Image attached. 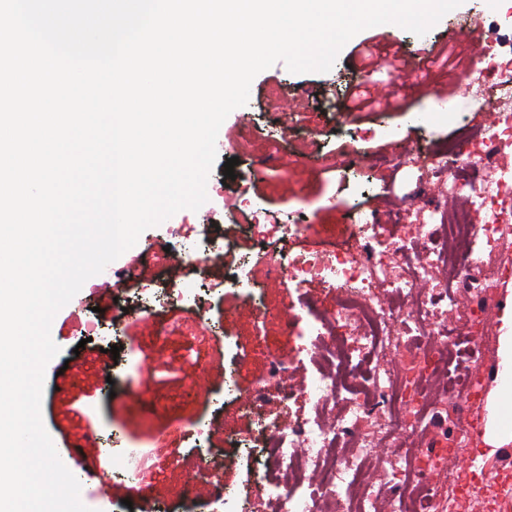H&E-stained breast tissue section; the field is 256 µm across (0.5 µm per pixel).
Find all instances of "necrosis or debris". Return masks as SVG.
Returning <instances> with one entry per match:
<instances>
[{
	"instance_id": "necrosis-or-debris-1",
	"label": "necrosis or debris",
	"mask_w": 512,
	"mask_h": 512,
	"mask_svg": "<svg viewBox=\"0 0 512 512\" xmlns=\"http://www.w3.org/2000/svg\"><path fill=\"white\" fill-rule=\"evenodd\" d=\"M472 37L492 49L464 74L477 108L494 103L493 123L480 132L437 148L416 152L408 162L429 174H440L447 199L429 200L427 224L420 242L409 236H386L383 224L356 212L350 234L321 252L269 253L262 264L242 256L212 281L206 264L234 249L240 234L261 241L271 235L294 237L306 225L264 224L259 217L238 221V210L220 239L206 234L171 250L169 263L192 269L183 284H143L132 311L143 308L183 307L189 319L205 321L206 310L197 303L200 291L241 290L254 325L266 323L270 311L253 293L256 269L267 280L288 283L297 290L318 284L336 295V311L326 316L301 303L287 335L297 344L271 354L262 386L237 394L240 412L249 414L254 427L250 439H235L236 447L253 445L259 454L253 490L240 512H378L387 502L390 512H466L472 499L486 502V512H512V474L502 473L488 483L476 469L479 451L458 449V464L448 474L453 497H443L431 484L434 472L426 442L428 414L456 397L459 414L468 415L480 404L495 368L485 357L473 355L471 374L464 384L450 382L435 394L430 384L448 377L462 354L457 337L433 329L437 305L449 317L464 314L472 342L488 330L490 310L506 306L483 274L487 260L512 264L501 244L512 234V170L500 168L498 158L512 152V53L494 51L498 40L490 23L472 27ZM421 341L413 363L399 364L404 336ZM315 367L308 394L310 412L293 414L295 395L288 373L299 355ZM215 422L197 423L198 444L188 452L171 448L167 462L199 479H210L222 451L204 447ZM385 450L390 467L380 484L370 482L365 461L372 449ZM447 453H439L446 461Z\"/></svg>"
}]
</instances>
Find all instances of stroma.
Instances as JSON below:
<instances>
[{
	"mask_svg": "<svg viewBox=\"0 0 512 512\" xmlns=\"http://www.w3.org/2000/svg\"><path fill=\"white\" fill-rule=\"evenodd\" d=\"M468 17L495 22L502 35L501 51L512 50V14L503 0H463L429 30L428 41L395 24L371 27L346 43L328 72L295 74L278 62L256 75L247 104L231 111L219 129L217 162L208 182L213 186L224 180L227 159L248 155L249 163L235 165L233 171L246 179L252 208L268 223L304 219L309 229L288 242L240 238L235 250L210 263L212 279H223L245 254L321 249L348 233L347 217L358 209L378 216L392 237L402 234L404 226L424 223L418 208L391 198V163L457 133L462 121L452 113L438 114L436 101L463 105L470 98L462 73L476 54L469 41L451 36L456 22ZM397 41L408 54H417L425 44L431 54L443 52L450 59L429 65L421 74L405 64L391 69V48ZM353 62L363 65L367 87L383 101L371 111L342 113L343 121L359 129L355 139L334 128L322 108L330 85ZM287 125L298 132L291 143L276 147L263 139V128L280 131ZM352 159L369 167L368 188L338 180L337 165ZM225 212L223 196L212 190L198 211H179L146 229L103 274L89 278L53 320L51 335L59 352L45 371L42 419L62 462L79 480L80 498L91 512H112L113 502L123 499L130 500L136 512H159L186 487V472L162 463L141 471L135 480L117 476L112 458L123 449H154L162 439L176 448H193L191 430L202 420L223 422L222 430L211 437L214 448L223 447L225 432L247 435L252 430L247 416L222 404L224 373L235 370L236 388L242 392L252 391L265 377L268 348L286 341L279 313L298 297L286 286L262 287L276 316L259 332L264 336L260 342L239 291L229 288L207 296V317L221 326L223 338L213 342L214 355L206 362L190 357V349L203 338L202 330L184 322L178 310L160 319L169 326L161 337L155 334L160 320L153 316L119 317L122 348L115 356L101 352L99 341L83 340L85 320L93 308L118 316L112 292L100 288L103 278H119L134 288L158 276L168 264L166 248L175 241L174 230L205 222L223 225ZM112 361L117 368L113 376H105L103 367ZM102 480L111 481V496L99 495Z\"/></svg>",
	"mask_w": 512,
	"mask_h": 512,
	"instance_id": "obj_1",
	"label": "stroma"
}]
</instances>
